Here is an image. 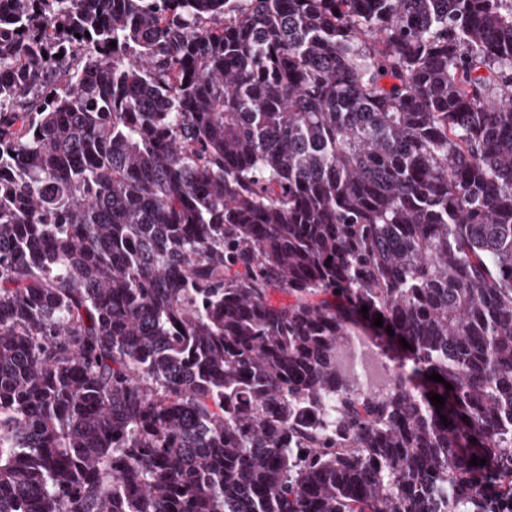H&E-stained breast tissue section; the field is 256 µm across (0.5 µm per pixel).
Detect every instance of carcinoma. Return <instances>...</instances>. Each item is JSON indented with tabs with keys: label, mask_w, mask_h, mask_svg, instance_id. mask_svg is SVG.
<instances>
[{
	"label": "carcinoma",
	"mask_w": 512,
	"mask_h": 512,
	"mask_svg": "<svg viewBox=\"0 0 512 512\" xmlns=\"http://www.w3.org/2000/svg\"><path fill=\"white\" fill-rule=\"evenodd\" d=\"M0 512H512V0H0ZM378 358V347L364 336H348L341 351L343 365L360 377L363 385L370 390L376 388L381 371L388 382L392 378L391 368L384 367Z\"/></svg>",
	"instance_id": "cac0c4a2"
}]
</instances>
